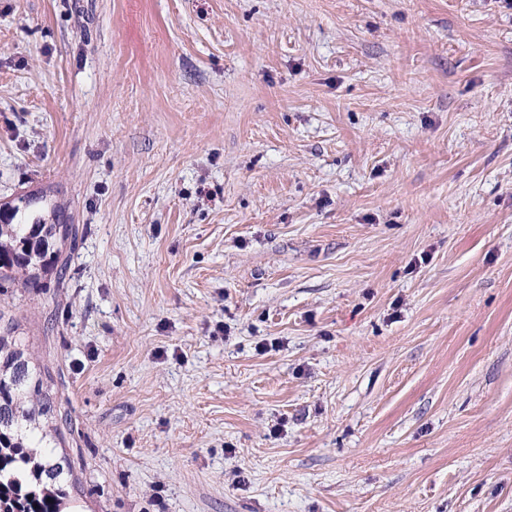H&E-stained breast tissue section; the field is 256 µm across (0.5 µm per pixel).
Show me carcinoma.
Here are the masks:
<instances>
[{
	"label": "carcinoma",
	"mask_w": 512,
	"mask_h": 512,
	"mask_svg": "<svg viewBox=\"0 0 512 512\" xmlns=\"http://www.w3.org/2000/svg\"><path fill=\"white\" fill-rule=\"evenodd\" d=\"M45 234L65 242L77 231L71 224H0V288L34 284L36 269L57 265L58 249H38ZM66 270L60 265L59 275ZM16 332L9 323L0 334V512H62L72 465L53 451L63 441L58 405Z\"/></svg>",
	"instance_id": "carcinoma-1"
}]
</instances>
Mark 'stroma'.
I'll return each mask as SVG.
<instances>
[{"mask_svg": "<svg viewBox=\"0 0 512 512\" xmlns=\"http://www.w3.org/2000/svg\"><path fill=\"white\" fill-rule=\"evenodd\" d=\"M37 191L76 512H512L507 0H0Z\"/></svg>", "mask_w": 512, "mask_h": 512, "instance_id": "obj_1", "label": "stroma"}]
</instances>
